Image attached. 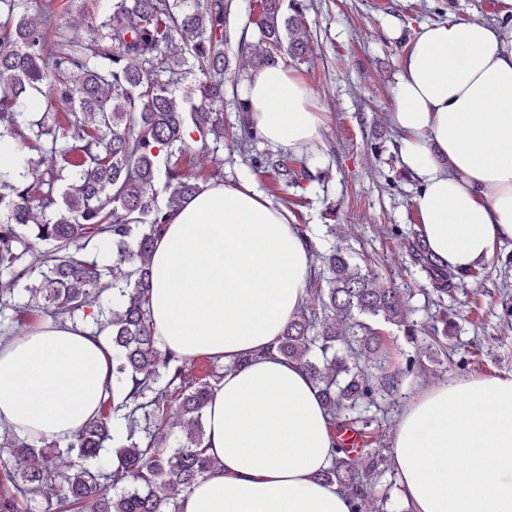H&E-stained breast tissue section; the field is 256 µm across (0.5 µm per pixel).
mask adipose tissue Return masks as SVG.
<instances>
[{"instance_id":"adipose-tissue-1","label":"adipose tissue","mask_w":512,"mask_h":512,"mask_svg":"<svg viewBox=\"0 0 512 512\" xmlns=\"http://www.w3.org/2000/svg\"><path fill=\"white\" fill-rule=\"evenodd\" d=\"M391 96L428 246L457 271L487 262L512 240V29L461 17L420 26ZM242 98L273 147L307 154L321 143L314 91L293 69L252 70ZM312 263L293 214L249 183L208 185L172 211L151 257L155 335L187 361L231 367L205 416L218 465L181 512H351L319 478L334 448L319 390L275 349ZM111 394L105 336L64 322L0 340V426L18 436L71 438ZM390 453L412 512H512V378L422 388Z\"/></svg>"}]
</instances>
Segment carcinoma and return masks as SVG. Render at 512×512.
Segmentation results:
<instances>
[{
  "label": "carcinoma",
  "mask_w": 512,
  "mask_h": 512,
  "mask_svg": "<svg viewBox=\"0 0 512 512\" xmlns=\"http://www.w3.org/2000/svg\"><path fill=\"white\" fill-rule=\"evenodd\" d=\"M35 2L0 0V137L49 162L19 174L0 169V298L36 268L24 311L39 309L55 321L80 312L100 323L112 345V400L66 441L14 434L1 441L0 470L13 492L0 495V512H17L19 501L40 494L76 512H179L216 465L205 452V409L234 366L197 380L181 356L158 345L150 257L169 212L206 183L190 171L191 161L217 153L223 138L232 0H112L84 31L62 27L48 8L32 17ZM253 3L252 65L303 60L308 45L297 6L288 15L283 0ZM35 92L41 112L28 110ZM260 165L287 187L311 180L306 161L284 154L270 153ZM95 239L112 243V267L82 254ZM406 249L440 296L468 276L449 269L420 233ZM323 262L318 281L326 287L311 289L314 306L288 321L277 351L306 369L340 436L319 479L347 492L352 512H368L385 460L368 448L353 454L341 436L369 437L376 417L368 412L380 409L378 398L423 364L409 355L403 369L369 376L366 363H387L384 326H404L413 336L415 325L399 288L377 270L340 246ZM106 277L108 312L101 304ZM139 411L156 418L161 434L119 432L115 418L133 423ZM108 440L116 444L115 466L101 457ZM74 450L99 465L60 469L58 460Z\"/></svg>",
  "instance_id": "carcinoma-1"
}]
</instances>
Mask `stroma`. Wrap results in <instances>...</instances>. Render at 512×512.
Wrapping results in <instances>:
<instances>
[{
    "label": "stroma",
    "mask_w": 512,
    "mask_h": 512,
    "mask_svg": "<svg viewBox=\"0 0 512 512\" xmlns=\"http://www.w3.org/2000/svg\"><path fill=\"white\" fill-rule=\"evenodd\" d=\"M298 3L309 52L295 70L313 87L315 109L324 121L322 142L308 159L312 179L303 185L302 205L290 206L293 191L275 175L253 172L252 158L270 152L268 143L259 138L248 152L238 148V102L250 59L237 49L229 51L230 69L224 76V144L217 158H197L196 166L207 171L215 159H223L225 181L248 180L273 204L290 207L316 253L341 245L353 262H374L383 279L402 292L418 332L409 336L402 327H389V362L398 368L406 356L416 355L427 372L403 377L398 392L380 400L383 428L376 447L386 456L390 436L421 386L512 376V323L502 310L503 300L512 301V263L505 261L512 254V241L495 246L479 277L437 296L403 246L405 237L419 226L415 198L420 184L401 162L399 134L388 119L402 56L421 24L455 15L512 27V0ZM391 226L398 227V237L388 235ZM443 315L452 328L442 347L431 341L430 334Z\"/></svg>",
    "instance_id": "35a3bbf8"
}]
</instances>
